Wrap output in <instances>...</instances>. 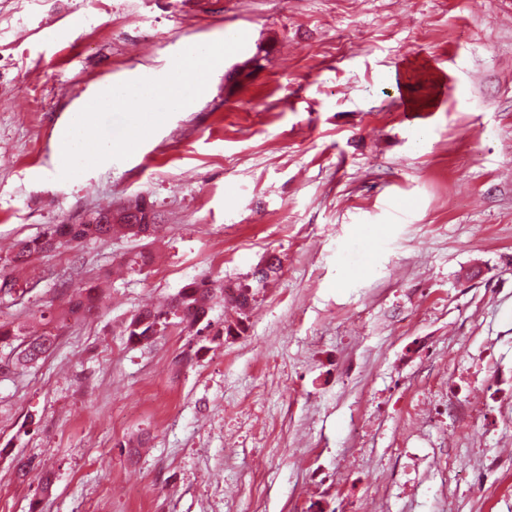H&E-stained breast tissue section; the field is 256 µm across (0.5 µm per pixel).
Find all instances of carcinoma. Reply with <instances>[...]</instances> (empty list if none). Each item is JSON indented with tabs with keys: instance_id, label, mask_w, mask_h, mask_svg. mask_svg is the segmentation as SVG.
I'll use <instances>...</instances> for the list:
<instances>
[{
	"instance_id": "obj_1",
	"label": "carcinoma",
	"mask_w": 512,
	"mask_h": 512,
	"mask_svg": "<svg viewBox=\"0 0 512 512\" xmlns=\"http://www.w3.org/2000/svg\"><path fill=\"white\" fill-rule=\"evenodd\" d=\"M155 214L142 203L136 201L127 208L116 211L98 210L90 214V219L69 224H52L37 237L24 240L9 258L15 266H26L35 257L55 250H70L86 241H105L117 230L127 235L149 237L155 232ZM281 269L280 259L272 255L262 268L252 273L256 286L248 283L219 284L209 277H200L186 283L162 308H147L135 314L124 326L122 333L134 344L150 343L162 335L172 324H184L193 328L204 324L209 328L208 315L215 303L221 301L240 311L235 325L222 329L225 336H239L246 331L247 311L257 302L260 288L276 276ZM26 293V289L10 274H0V302H16ZM96 294L89 286L78 292L68 303L65 316L81 319L91 315ZM48 328L39 335L24 331L23 325L13 321L0 323V344L11 347L12 357L7 364L13 368H23L45 359L59 339L53 323L56 317L50 311L41 313Z\"/></svg>"
}]
</instances>
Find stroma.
Returning <instances> with one entry per match:
<instances>
[{"label":"stroma","mask_w":512,"mask_h":512,"mask_svg":"<svg viewBox=\"0 0 512 512\" xmlns=\"http://www.w3.org/2000/svg\"><path fill=\"white\" fill-rule=\"evenodd\" d=\"M193 46L224 60L191 103L91 113L63 160L85 100L180 90ZM135 200L152 237L0 304L104 293L0 374V512H512V0H0V257ZM273 254L245 333L123 336ZM89 131L90 125L88 114H86V112L77 113L73 123L61 134V155L66 160L72 159L78 140L88 136Z\"/></svg>","instance_id":"obj_1"}]
</instances>
